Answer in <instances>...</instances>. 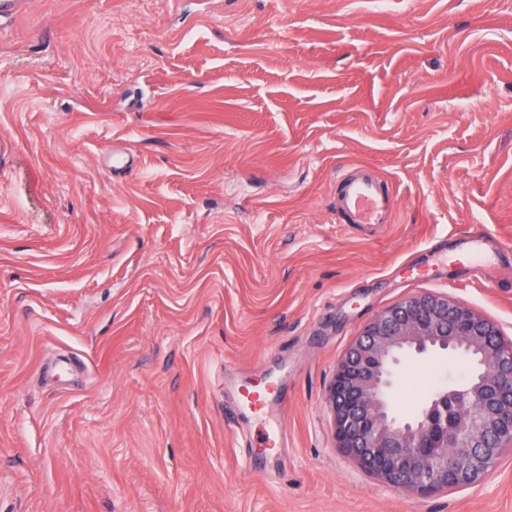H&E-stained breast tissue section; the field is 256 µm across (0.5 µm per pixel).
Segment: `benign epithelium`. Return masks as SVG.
<instances>
[{
	"label": "benign epithelium",
	"instance_id": "1",
	"mask_svg": "<svg viewBox=\"0 0 512 512\" xmlns=\"http://www.w3.org/2000/svg\"><path fill=\"white\" fill-rule=\"evenodd\" d=\"M434 348L469 353L481 371L399 423L386 403L392 366L403 354ZM325 400L335 446L387 485L423 494L472 486L512 447V341L494 321L446 296H408L351 342Z\"/></svg>",
	"mask_w": 512,
	"mask_h": 512
}]
</instances>
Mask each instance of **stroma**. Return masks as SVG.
<instances>
[{"instance_id": "35a3bbf8", "label": "stroma", "mask_w": 512, "mask_h": 512, "mask_svg": "<svg viewBox=\"0 0 512 512\" xmlns=\"http://www.w3.org/2000/svg\"><path fill=\"white\" fill-rule=\"evenodd\" d=\"M1 137L0 512H512V450L475 486L395 490L325 402L409 295L512 340V0H25ZM354 166L397 200L375 236L338 221ZM475 225L493 279L407 280ZM468 370L431 351L395 380ZM249 372L288 388L285 456L227 412Z\"/></svg>"}]
</instances>
